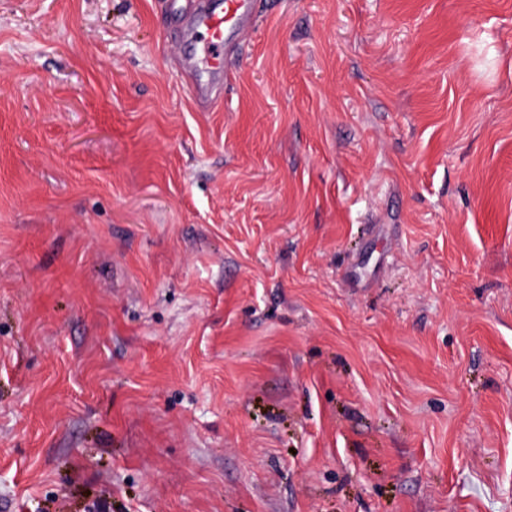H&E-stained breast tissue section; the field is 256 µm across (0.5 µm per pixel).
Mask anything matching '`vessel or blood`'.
Instances as JSON below:
<instances>
[{
    "label": "vessel or blood",
    "instance_id": "1",
    "mask_svg": "<svg viewBox=\"0 0 512 512\" xmlns=\"http://www.w3.org/2000/svg\"><path fill=\"white\" fill-rule=\"evenodd\" d=\"M264 5V0H197L189 13L176 15V24L183 34L192 36L202 54L197 61L181 60L199 104H211L219 97L228 57L244 46L253 19Z\"/></svg>",
    "mask_w": 512,
    "mask_h": 512
}]
</instances>
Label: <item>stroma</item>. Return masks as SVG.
Here are the masks:
<instances>
[{
    "label": "stroma",
    "instance_id": "1",
    "mask_svg": "<svg viewBox=\"0 0 512 512\" xmlns=\"http://www.w3.org/2000/svg\"><path fill=\"white\" fill-rule=\"evenodd\" d=\"M0 0V512H512V0ZM187 15L180 12L174 24H179L182 38L192 36L202 53L200 62L182 55L181 68L190 80L195 100L210 105L224 87L228 57L241 49L255 16L266 0H196ZM199 64L210 74L208 81L198 77Z\"/></svg>",
    "mask_w": 512,
    "mask_h": 512
}]
</instances>
